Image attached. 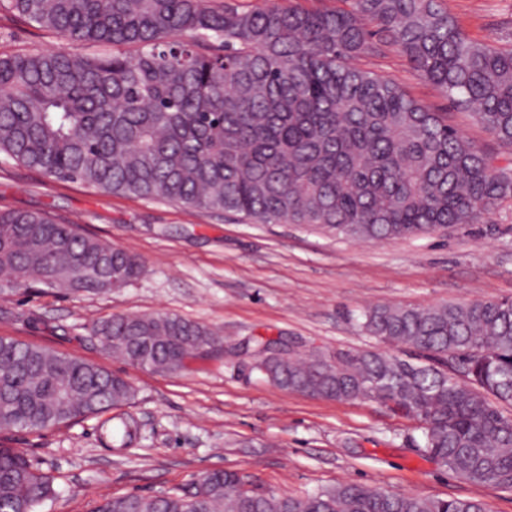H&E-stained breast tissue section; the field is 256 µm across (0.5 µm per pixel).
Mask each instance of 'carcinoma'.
<instances>
[{"label":"carcinoma","mask_w":512,"mask_h":512,"mask_svg":"<svg viewBox=\"0 0 512 512\" xmlns=\"http://www.w3.org/2000/svg\"><path fill=\"white\" fill-rule=\"evenodd\" d=\"M348 10L257 11L228 0H9L67 42L0 55V154L48 178L385 241L476 224L512 200V167L441 112L354 64L394 47L512 149V47L470 39L441 0H349ZM376 30L371 32L367 24ZM133 252L46 212L0 209V291L96 292L145 272ZM363 335L397 349H321L251 336L238 366L287 392L370 401L419 422L428 458L471 484L512 490V298L377 305ZM112 355L178 373L225 354L212 328L168 312L90 330ZM136 389L83 359L0 336V432L68 425L129 404ZM123 446L141 428L122 420ZM49 476L0 446V512H36ZM90 512H488L478 500L339 483L304 495L211 470L157 495L104 497Z\"/></svg>","instance_id":"carcinoma-1"}]
</instances>
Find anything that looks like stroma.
I'll use <instances>...</instances> for the list:
<instances>
[{"mask_svg":"<svg viewBox=\"0 0 512 512\" xmlns=\"http://www.w3.org/2000/svg\"><path fill=\"white\" fill-rule=\"evenodd\" d=\"M443 5L469 38L512 47V0ZM60 43L17 20L0 0V54ZM356 63L447 113L496 165L512 164V149L492 141L471 112L452 107L397 50ZM0 207L72 220L82 232L135 252L147 267L124 287L97 293L38 286L0 295V336L95 362L137 389L133 404L114 411L139 421L143 439L133 448L106 442L96 418L39 433H0V443L37 460L53 482V495L37 512H90L101 497L155 495L220 468L250 475L275 493L353 483L477 499L490 512H512V491L464 482L436 465L415 446V422L377 403L282 391L221 359L179 374L146 372L101 351L90 336L99 319L164 311L208 325L228 345L247 336H298L320 348H372L375 340L356 327L366 308L512 297L511 201L444 237L350 241L294 224L106 194L0 155Z\"/></svg>","mask_w":512,"mask_h":512,"instance_id":"1","label":"stroma"}]
</instances>
